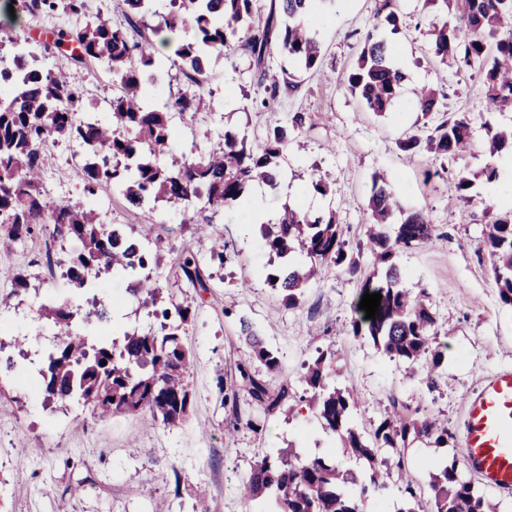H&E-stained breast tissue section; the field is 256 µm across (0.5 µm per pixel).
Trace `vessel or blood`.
<instances>
[{
    "label": "vessel or blood",
    "mask_w": 512,
    "mask_h": 512,
    "mask_svg": "<svg viewBox=\"0 0 512 512\" xmlns=\"http://www.w3.org/2000/svg\"><path fill=\"white\" fill-rule=\"evenodd\" d=\"M463 422L465 465L499 493L512 495V369L493 372L468 396Z\"/></svg>",
    "instance_id": "obj_1"
}]
</instances>
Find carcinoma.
Instances as JSON below:
<instances>
[{"label": "carcinoma", "instance_id": "carcinoma-1", "mask_svg": "<svg viewBox=\"0 0 512 512\" xmlns=\"http://www.w3.org/2000/svg\"><path fill=\"white\" fill-rule=\"evenodd\" d=\"M255 0H123V20L90 12V0H0V15L53 16L63 13L85 18L75 28H56L52 38L36 40L13 26L0 33V55L15 62L0 70V249L25 242L37 226L53 225V236L64 242L77 239L82 249L66 259L65 276L71 286L93 288L104 272L126 282V291L147 315L162 319L161 331L133 328L110 342H91L77 324L109 319L106 304L93 299L79 313L60 300L43 305L45 318L57 328L46 364L37 368L47 398L75 400L91 415L147 411L168 427L188 416L191 393L190 354L181 336L193 319L190 306L178 302L172 288L186 283L207 291L209 275L198 253L187 247L172 262L170 288L154 284L144 274L160 263L145 232L140 237L122 228H103L95 199L101 190L122 195L149 223L156 203L173 202L182 214H217L242 201L247 185L262 182L278 188L279 162L292 139V125L271 127L264 140L253 145L237 129L224 130L223 142L204 155L181 154L165 159L175 136L172 110L195 113L204 101L205 68L215 54L243 47L259 72L271 107L284 73L269 70L267 56L277 50L306 70L318 67L321 46L306 22L316 0H274L263 26H254ZM441 3L447 18L433 26L432 51L442 62L452 60L478 73L490 114L512 108V0H426ZM379 22L396 25L397 0H379ZM169 50L166 59L178 67L187 90L170 101L153 92L154 75L163 68L155 56L158 46ZM54 63L44 66V61ZM103 65L120 77L124 91L112 96L107 112H81L85 96L70 79L72 68L96 70ZM406 74L390 62L387 42L376 30L366 32L362 47L347 76L346 87L369 110L386 112L397 98ZM440 91L424 88L416 99L423 117L440 111ZM67 139L86 152L82 166L83 198L73 202L53 199L44 191L42 175L50 147ZM470 141V122L464 113H450L425 136L412 134L399 141L404 152L426 151L443 158L463 152ZM487 146L492 153H512V127L487 124ZM366 235L378 267L366 279L362 292L382 295L379 315L365 318L355 309L351 321L355 336H367L383 354L404 362L427 363V388H436L443 364L433 348L436 316L425 290L411 294L402 286L400 253L433 239V225L422 210H405L386 180H374L368 200ZM485 246L491 258L501 303L512 308V210L488 209ZM263 246L279 264L266 270L265 281L290 308L303 299L308 283L323 267H341L351 274L360 268L341 237L336 213L309 219L288 208L275 224L260 225ZM209 263L224 266L230 260L226 243L212 241ZM303 254L304 266L290 264ZM239 338L248 349L225 383L224 403L230 406L232 428L259 427L249 409L265 414L288 413V385L271 387L257 377L256 366L272 376L280 359L244 318ZM333 360L321 353L306 365L302 381L312 391L311 403L324 429L339 436L342 448L363 461V478L342 470L323 457L302 456L292 449L270 450L258 460L241 486L247 502L261 500L264 512H360V503L381 498L394 485L401 492L395 512H495V506L477 494L460 470L457 458H441L428 474V497L409 466L410 444L448 447L451 434L437 417L418 406L390 397L370 426H359L360 400L348 390L328 383ZM247 395L241 399V395Z\"/></svg>", "mask_w": 512, "mask_h": 512}]
</instances>
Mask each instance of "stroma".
Returning <instances> with one entry per match:
<instances>
[{"label":"stroma","mask_w":512,"mask_h":512,"mask_svg":"<svg viewBox=\"0 0 512 512\" xmlns=\"http://www.w3.org/2000/svg\"><path fill=\"white\" fill-rule=\"evenodd\" d=\"M377 0H334L314 32L322 45L319 69L305 70L272 53L268 64L286 69L293 85L282 88L273 110L256 106L264 94L250 56L235 45L209 63L213 110L206 119L213 136L225 128L247 132L260 143L267 130L299 115L303 123L280 162L277 191L261 183L246 196L278 217L291 206L309 216L332 210L360 270L351 275L324 268L310 281L296 308L284 306L263 274L270 257L258 225L241 207L221 211L210 232L228 246L231 259L213 275L204 294L183 288L177 295L195 315L182 336L193 359L189 378L192 409L178 427L164 426L150 414L91 417L72 401L46 400L29 369L54 341L55 328L40 315L42 304L99 297L110 321L91 328L92 340H111L131 327L159 329L158 320L138 310L119 282L104 288L69 287L61 267L72 247L61 244L51 228L35 231L16 249L0 251V512H197V489L207 492L211 512H255L239 486L259 453L293 447L305 456H327L345 469L358 470L344 454L338 436L322 428L301 381L305 363L318 352L335 357L337 387L358 395V424L379 416L390 396L422 405L446 423L447 448L411 444L408 455L419 482H427L426 462L460 454L464 401L496 369L512 367V309L503 306L483 245L485 206L512 207V176L503 155L485 147L484 90L479 76L454 62L434 58L431 35L443 19L425 0H400L397 25L377 24ZM377 29L389 44L392 63L407 79L388 112L368 111L351 95L345 80L356 62L361 37ZM442 90L445 112L470 115L471 148L455 158L401 151L398 142L424 133L415 107L420 86ZM81 156L75 144L52 149L45 172L55 196L82 195ZM497 172L493 181L482 170ZM432 179H425V172ZM474 176L472 202L454 188L458 174ZM329 186L327 195L308 192L312 177ZM385 177L405 209L425 211L435 233L424 246L399 257L402 285L427 289L437 317L436 345L444 356L436 390H428L420 365L391 360L372 342L354 336L351 320L363 282L373 274L365 236L367 202L375 177ZM152 241L163 254L150 278L168 286L172 259L195 243V226L183 221L179 206L162 201L154 212ZM24 276L25 286L15 284ZM248 318L281 359V382L293 397L290 415L263 417L260 429L229 430V408L222 388L247 349L239 343L240 318Z\"/></svg>","instance_id":"obj_1"}]
</instances>
